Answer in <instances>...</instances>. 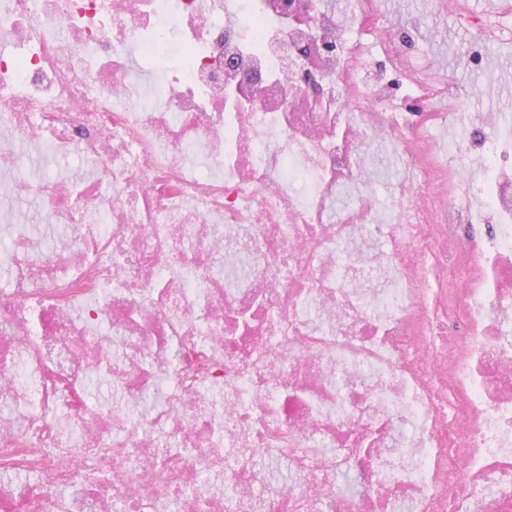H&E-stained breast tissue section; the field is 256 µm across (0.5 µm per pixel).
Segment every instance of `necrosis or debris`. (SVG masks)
<instances>
[{
    "label": "necrosis or debris",
    "mask_w": 512,
    "mask_h": 512,
    "mask_svg": "<svg viewBox=\"0 0 512 512\" xmlns=\"http://www.w3.org/2000/svg\"><path fill=\"white\" fill-rule=\"evenodd\" d=\"M360 5L0 0V171L52 227L0 253V479L36 476L0 512H62L63 487L93 512H210L178 497L202 471L226 512H512V177L466 198L497 118L435 150L425 102L459 85L399 94L412 37ZM172 42L188 64L142 82L132 53ZM299 43L319 98L271 76ZM23 142L84 163L30 177ZM383 152L409 171L382 207ZM102 369L121 407L60 395ZM156 378L166 401L128 418ZM245 449L287 466L274 493ZM347 468L366 491L338 492Z\"/></svg>",
    "instance_id": "obj_1"
}]
</instances>
